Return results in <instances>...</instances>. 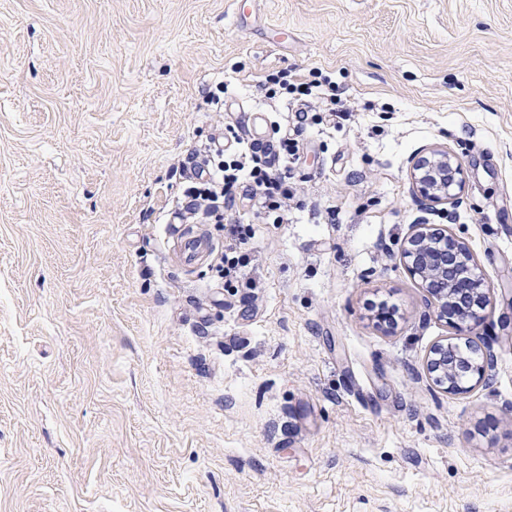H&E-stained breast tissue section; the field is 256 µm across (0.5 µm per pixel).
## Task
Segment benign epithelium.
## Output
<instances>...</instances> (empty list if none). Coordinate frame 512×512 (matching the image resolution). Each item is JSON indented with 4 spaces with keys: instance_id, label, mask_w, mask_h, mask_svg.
<instances>
[{
    "instance_id": "obj_1",
    "label": "benign epithelium",
    "mask_w": 512,
    "mask_h": 512,
    "mask_svg": "<svg viewBox=\"0 0 512 512\" xmlns=\"http://www.w3.org/2000/svg\"><path fill=\"white\" fill-rule=\"evenodd\" d=\"M410 179L428 205H451L464 185L462 162L448 149L415 157ZM401 261L426 292L427 305L451 329L431 348L426 371L439 389L467 394L487 383L493 356L465 334L489 306L484 273L470 248L448 225L413 224L404 238Z\"/></svg>"
}]
</instances>
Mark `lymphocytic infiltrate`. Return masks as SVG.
I'll list each match as a JSON object with an SVG mask.
<instances>
[{
	"instance_id": "obj_1",
	"label": "lymphocytic infiltrate",
	"mask_w": 512,
	"mask_h": 512,
	"mask_svg": "<svg viewBox=\"0 0 512 512\" xmlns=\"http://www.w3.org/2000/svg\"><path fill=\"white\" fill-rule=\"evenodd\" d=\"M268 100L285 103L293 112L292 125L274 141L239 139L233 159H225L217 142L196 147L183 161L188 182L184 199L173 221L177 224H220L224 227L221 259L225 284L254 294L259 280L251 276L254 262L249 246L254 224L274 219L284 223L288 204L297 194L292 171L300 160L304 136L313 121V111L325 112L329 120L347 119L350 106L338 97L330 77L285 71L261 75Z\"/></svg>"
}]
</instances>
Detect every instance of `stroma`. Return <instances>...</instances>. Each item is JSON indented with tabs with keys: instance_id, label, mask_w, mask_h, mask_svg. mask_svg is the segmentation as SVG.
<instances>
[{
	"instance_id": "stroma-1",
	"label": "stroma",
	"mask_w": 512,
	"mask_h": 512,
	"mask_svg": "<svg viewBox=\"0 0 512 512\" xmlns=\"http://www.w3.org/2000/svg\"><path fill=\"white\" fill-rule=\"evenodd\" d=\"M331 77L300 204L248 299L175 264L178 166ZM228 87L223 111L209 92ZM462 161L422 208V149ZM450 223L491 305L490 381L425 371L447 328L404 270ZM0 512H512V0H0ZM410 179L426 205H452L463 189L464 168L448 149H431L415 157Z\"/></svg>"
}]
</instances>
